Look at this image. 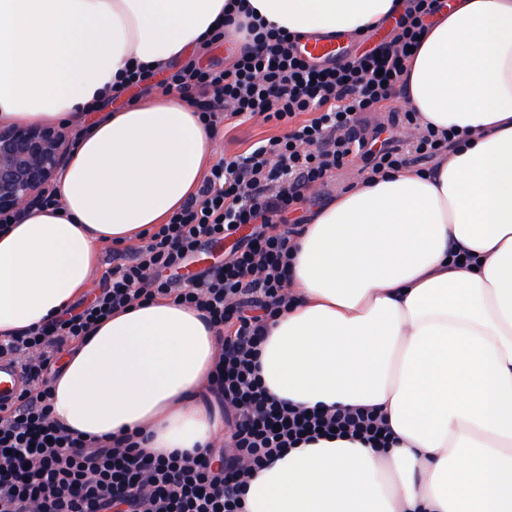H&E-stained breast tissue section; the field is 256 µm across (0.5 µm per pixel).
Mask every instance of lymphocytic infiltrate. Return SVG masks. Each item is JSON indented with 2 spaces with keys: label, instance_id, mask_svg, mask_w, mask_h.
<instances>
[{
  "label": "lymphocytic infiltrate",
  "instance_id": "1",
  "mask_svg": "<svg viewBox=\"0 0 512 512\" xmlns=\"http://www.w3.org/2000/svg\"><path fill=\"white\" fill-rule=\"evenodd\" d=\"M445 0H406L393 13L392 38L336 61L304 54L302 35L244 24L251 51L220 68L188 63L166 89L190 92L211 129L259 118L285 126L280 136L219 159L194 196L143 244L113 250L100 292L68 316L0 339V361L16 365L22 386L0 406V512H243L245 475L238 460L260 467L299 442L346 435L387 446L386 427L370 410L327 412L289 407L268 393L257 371L266 322L292 303L286 290L292 240L311 184L332 181L352 158L382 176L443 156L465 131L426 125L417 139L378 143L358 132L361 114L394 98L405 62ZM249 234L224 263L182 279L206 244ZM170 297L202 311L222 338L209 392L224 405L232 454L147 457L134 437L106 443L74 435L52 416L59 355L73 349L112 312Z\"/></svg>",
  "mask_w": 512,
  "mask_h": 512
}]
</instances>
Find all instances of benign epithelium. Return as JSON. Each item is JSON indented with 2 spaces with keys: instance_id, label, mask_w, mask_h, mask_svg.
<instances>
[{
  "instance_id": "1",
  "label": "benign epithelium",
  "mask_w": 512,
  "mask_h": 512,
  "mask_svg": "<svg viewBox=\"0 0 512 512\" xmlns=\"http://www.w3.org/2000/svg\"><path fill=\"white\" fill-rule=\"evenodd\" d=\"M69 149L62 127L0 126V227L18 223L40 204Z\"/></svg>"
}]
</instances>
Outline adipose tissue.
<instances>
[{"mask_svg": "<svg viewBox=\"0 0 512 512\" xmlns=\"http://www.w3.org/2000/svg\"><path fill=\"white\" fill-rule=\"evenodd\" d=\"M226 2L0 0V124L63 119L78 132L55 181L60 211L0 233V336L61 315L103 246L143 239L195 193L215 138L188 95L87 109L127 69L163 67L223 31ZM245 2L302 34H359L401 7ZM406 69L402 101L470 141L433 173L359 181L312 216L294 302L259 357L271 395L378 408L394 441L300 445L251 473L246 512H512V0H454ZM219 346L201 312L141 302L69 353L53 414L87 438L143 433L148 454L201 452L224 428L199 396Z\"/></svg>", "mask_w": 512, "mask_h": 512, "instance_id": "adipose-tissue-1", "label": "adipose tissue"}]
</instances>
